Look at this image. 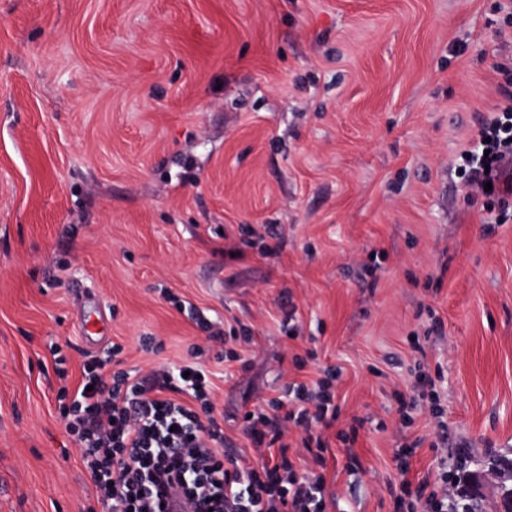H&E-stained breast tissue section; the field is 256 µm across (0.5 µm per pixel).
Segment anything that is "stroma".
<instances>
[{
    "label": "stroma",
    "instance_id": "stroma-1",
    "mask_svg": "<svg viewBox=\"0 0 512 512\" xmlns=\"http://www.w3.org/2000/svg\"><path fill=\"white\" fill-rule=\"evenodd\" d=\"M511 79L512 0H0V512H103L58 391L113 344L199 360L250 462L242 412L338 371L323 461L287 435L329 512H387L418 436L415 478L512 453V195L462 170ZM420 370L442 416L406 426ZM194 310V318L196 319V323L201 331L207 333L206 340L207 341H220L224 344L229 343H235V344H247L249 343L251 336L248 335L247 331L243 332V335H239L235 332H231L229 336H220L212 332V325L209 322V320L204 316L203 313L196 310L194 307H192Z\"/></svg>",
    "mask_w": 512,
    "mask_h": 512
}]
</instances>
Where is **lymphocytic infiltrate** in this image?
<instances>
[{
    "mask_svg": "<svg viewBox=\"0 0 512 512\" xmlns=\"http://www.w3.org/2000/svg\"><path fill=\"white\" fill-rule=\"evenodd\" d=\"M497 115L482 128L479 154L469 155L475 190L512 194V84L500 87ZM106 364L84 366L66 400V428L81 452L88 475L108 512H169L170 487H178L195 512H328L333 497L323 477L298 472L288 457L289 428L302 434L303 448L326 452L325 437L338 415L327 381L316 387L287 386V400L241 415L256 446L278 447L275 460L251 464L225 458L224 428L215 417L211 374L196 362L140 375H106ZM423 443L396 449L401 480L390 490L389 512H448L455 484L439 471L410 479L409 459Z\"/></svg>",
    "mask_w": 512,
    "mask_h": 512,
    "instance_id": "obj_1",
    "label": "lymphocytic infiltrate"
}]
</instances>
